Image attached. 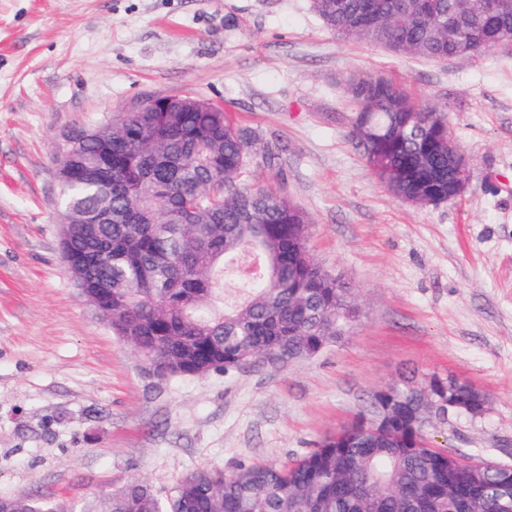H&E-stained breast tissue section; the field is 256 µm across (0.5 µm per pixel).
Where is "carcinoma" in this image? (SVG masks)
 <instances>
[{"instance_id":"carcinoma-1","label":"carcinoma","mask_w":512,"mask_h":512,"mask_svg":"<svg viewBox=\"0 0 512 512\" xmlns=\"http://www.w3.org/2000/svg\"><path fill=\"white\" fill-rule=\"evenodd\" d=\"M485 0H312L330 32L394 56L470 60L512 42V0L486 32ZM348 124L378 182L415 206L448 202V124L381 76H352ZM61 251L112 333L167 378L239 370L264 355H317L358 315L341 277L323 283L310 219L272 186L244 183L252 132L198 100L126 112L61 134ZM240 284L224 297V279ZM5 512H75L0 494ZM99 512H495L469 463L401 420L346 429L293 463L202 467L166 492L135 478Z\"/></svg>"}]
</instances>
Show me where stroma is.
I'll list each match as a JSON object with an SVG mask.
<instances>
[{
  "mask_svg": "<svg viewBox=\"0 0 512 512\" xmlns=\"http://www.w3.org/2000/svg\"><path fill=\"white\" fill-rule=\"evenodd\" d=\"M353 74L444 110L470 159L459 198L414 207L375 180L342 118ZM152 95L234 113L247 180L310 217L314 258L361 309L318 355L155 379L80 296L55 144ZM432 375L488 399L431 426L433 445L512 465V50L395 57L324 29L310 0H0V493L80 508L136 477L166 491L203 466L290 462Z\"/></svg>",
  "mask_w": 512,
  "mask_h": 512,
  "instance_id": "stroma-1",
  "label": "stroma"
}]
</instances>
